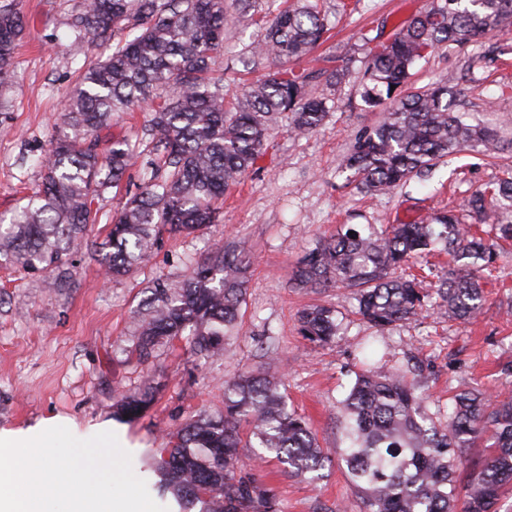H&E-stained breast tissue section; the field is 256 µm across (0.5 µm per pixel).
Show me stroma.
Masks as SVG:
<instances>
[{
	"instance_id": "1",
	"label": "stroma",
	"mask_w": 512,
	"mask_h": 512,
	"mask_svg": "<svg viewBox=\"0 0 512 512\" xmlns=\"http://www.w3.org/2000/svg\"><path fill=\"white\" fill-rule=\"evenodd\" d=\"M82 0H22L27 21L13 59V84L0 112V213L37 190L40 163L49 152L64 96L85 55L67 22ZM429 0H323L327 40L317 54L332 66H347L338 87L320 83L330 112L315 131L297 135L281 118L267 136L264 156L224 197V221L189 236L164 238L152 259L117 280L108 279L89 247L73 255L71 287L53 288L42 272L0 266V434L32 432L60 416L87 439L112 419L114 394L144 382L161 390L144 415L122 423L134 473L146 484L156 476L149 449L201 410L224 407V385L246 371L276 368L285 376L288 404L306 417L322 447L342 441L338 404L349 392L362 360L410 361L431 406L446 407L459 389L475 386L491 396H512V242L502 243L496 270L485 285L486 305L477 318L458 322L432 312L418 321L383 330L354 319L325 345L299 331L298 315L319 303L345 311L347 289L311 292L293 284L292 272L317 241L341 224H396L453 211L471 223L467 199L512 177V29L492 31L473 43L445 45L418 61L408 90L445 81L458 90L456 110L471 122L495 128L506 146L493 155L466 151L448 164L388 194L356 189L340 170L354 136L381 119L360 98L366 39L388 40L395 24L425 9ZM296 0H252L239 16L237 33L218 57L230 67L224 96L240 95L262 69H239V58L259 35L258 20L295 7ZM245 244L251 264L245 317L224 357L197 362L174 343L153 363L125 352L133 312L145 288L159 277L185 273L189 258H201L227 240ZM242 473L272 496L279 512H365L343 468L331 463L320 479L291 474L278 462L241 451Z\"/></svg>"
}]
</instances>
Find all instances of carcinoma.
<instances>
[{
  "label": "carcinoma",
  "instance_id": "cac0c4a2",
  "mask_svg": "<svg viewBox=\"0 0 512 512\" xmlns=\"http://www.w3.org/2000/svg\"><path fill=\"white\" fill-rule=\"evenodd\" d=\"M19 0H0V94L12 82V61L26 20ZM249 0H83L72 15L74 42L96 46L125 32L112 54L83 65L67 95L43 162L42 187L6 225L0 257L41 271L57 288L71 281L70 245L100 223L95 207L117 187L136 158L160 172L128 193L112 216L98 261L114 279L146 263L164 235L193 234L221 223L224 194L265 154L268 130L283 114L297 134L317 129L329 112L320 81L340 84L342 68L300 67L328 31L312 0L263 24L250 48L266 65L263 77L227 104L224 80L213 76L234 11ZM512 25V0H430L401 24L388 42L371 44L360 92L383 119L352 139L341 168L358 186L384 193L428 173L455 152L501 148L490 128L473 124L448 103V85L403 92L410 70L443 44L466 45ZM149 114L141 145L101 133L118 112ZM470 211L498 212L486 235L437 211L427 221L343 224L323 239L293 272L296 286L316 291L340 285L350 291L351 313L378 328L416 321L435 308L466 321L482 313L483 282L492 276L499 240H512V178L475 193ZM448 253V272L434 287L395 271L433 251ZM250 261L228 242L176 278H158L137 313L127 352L140 362L176 341L197 360L218 359L239 333ZM300 332L315 345L338 336V312L315 305L301 312ZM158 386L121 395L113 415L132 420L146 411ZM342 447L322 448L309 422L288 409L281 380L246 372L224 388V410L199 413L178 425L157 449L153 467L160 495H172L181 512H278L267 491L237 473L242 448H261L297 475L336 460L366 512H496L512 491V398L490 400L475 387L457 391L451 412L432 414L417 383L399 366L368 367L356 374L342 401ZM490 441L479 468L464 450ZM467 471L464 496L456 474Z\"/></svg>",
  "mask_w": 512,
  "mask_h": 512
}]
</instances>
